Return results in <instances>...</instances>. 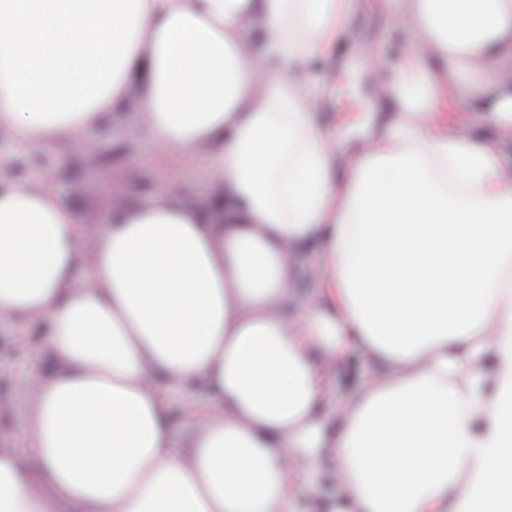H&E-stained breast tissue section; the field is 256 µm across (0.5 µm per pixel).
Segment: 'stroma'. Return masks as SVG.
I'll return each mask as SVG.
<instances>
[{"mask_svg":"<svg viewBox=\"0 0 512 512\" xmlns=\"http://www.w3.org/2000/svg\"><path fill=\"white\" fill-rule=\"evenodd\" d=\"M404 12V0H391L384 12H357L343 57L364 56L373 47L385 53L416 48ZM313 81L324 88L323 116L330 131L338 142H352L354 130L374 115L373 71L366 68L351 72L336 59L314 74ZM142 100L141 85L132 84L124 105L113 112L105 129L91 130L82 138L51 147L32 146L21 151L11 134L0 130V163L12 164L18 176L61 190L71 202L75 222L85 232V265L79 277L88 274L102 217L108 211L134 206L144 195L154 192L203 207L224 192L212 167L210 145L177 153L164 148L143 129L138 138H129V128L142 122ZM39 347L30 330H18L10 321L0 320V416L5 419L0 426V444L10 446L18 440L29 417V399L23 387L41 378L49 368L48 359L38 355ZM370 371L369 362L358 355L338 364L327 397L329 410L338 409Z\"/></svg>","mask_w":512,"mask_h":512,"instance_id":"obj_1","label":"stroma"}]
</instances>
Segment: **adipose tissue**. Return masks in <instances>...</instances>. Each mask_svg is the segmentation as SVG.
Segmentation results:
<instances>
[{"mask_svg":"<svg viewBox=\"0 0 512 512\" xmlns=\"http://www.w3.org/2000/svg\"><path fill=\"white\" fill-rule=\"evenodd\" d=\"M418 51L344 150L311 61L354 0H0V126L48 146L144 80L166 148L215 147L222 214L167 194L80 228L44 186L0 179V318L48 323L27 451L0 448V512H293L331 462L328 512H512V0H408ZM263 39L253 45L251 31ZM497 138L450 123L444 78ZM325 304L283 311L302 247ZM376 373L321 415L351 346ZM206 381L176 431L163 392Z\"/></svg>","mask_w":512,"mask_h":512,"instance_id":"1","label":"adipose tissue"}]
</instances>
